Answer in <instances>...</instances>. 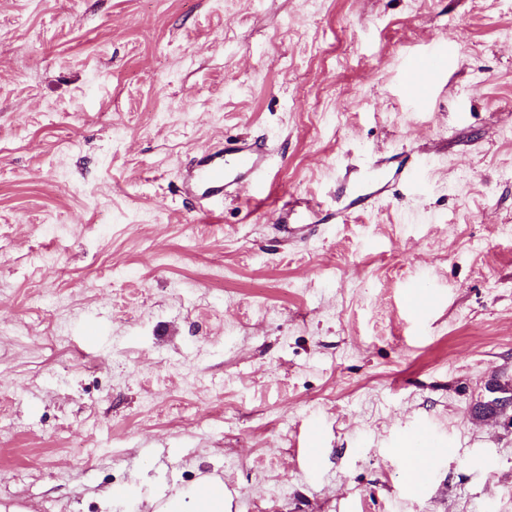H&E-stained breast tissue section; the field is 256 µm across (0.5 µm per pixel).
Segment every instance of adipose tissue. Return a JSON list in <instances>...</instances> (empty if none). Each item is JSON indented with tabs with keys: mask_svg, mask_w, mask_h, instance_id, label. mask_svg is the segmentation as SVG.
I'll return each instance as SVG.
<instances>
[{
	"mask_svg": "<svg viewBox=\"0 0 512 512\" xmlns=\"http://www.w3.org/2000/svg\"><path fill=\"white\" fill-rule=\"evenodd\" d=\"M152 503L154 512H230L223 481L209 476L184 487L158 488Z\"/></svg>",
	"mask_w": 512,
	"mask_h": 512,
	"instance_id": "obj_1",
	"label": "adipose tissue"
}]
</instances>
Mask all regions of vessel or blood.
Instances as JSON below:
<instances>
[{
  "mask_svg": "<svg viewBox=\"0 0 512 512\" xmlns=\"http://www.w3.org/2000/svg\"><path fill=\"white\" fill-rule=\"evenodd\" d=\"M437 65L433 56L411 61L404 83V95L421 104L427 99L425 79ZM271 151L265 143L230 141L224 148L195 159L186 175L185 189L194 200L199 213L209 214L215 201L235 197L240 186L252 189V197L259 202L274 201L281 215L279 230L286 241L304 239L314 222L335 224L347 218L356 207L374 203L395 192L397 187L409 189L419 185L420 172L407 160L399 158L373 160L368 168V182L338 193L335 207L326 209L311 201L300 202L282 196H272L266 182Z\"/></svg>",
  "mask_w": 512,
  "mask_h": 512,
  "instance_id": "b4317fda",
  "label": "vessel or blood"
}]
</instances>
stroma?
Listing matches in <instances>:
<instances>
[{
    "instance_id": "obj_1",
    "label": "stroma",
    "mask_w": 512,
    "mask_h": 512,
    "mask_svg": "<svg viewBox=\"0 0 512 512\" xmlns=\"http://www.w3.org/2000/svg\"><path fill=\"white\" fill-rule=\"evenodd\" d=\"M242 137L277 195L402 153L423 186L286 246L180 192ZM510 226L512 0H0V502L215 474L231 512H512V419L475 415L512 389ZM421 426L452 455L411 492ZM437 59L433 56H423L410 62L404 83V95L417 105L424 103L427 99L428 92L424 79L434 71Z\"/></svg>"
}]
</instances>
